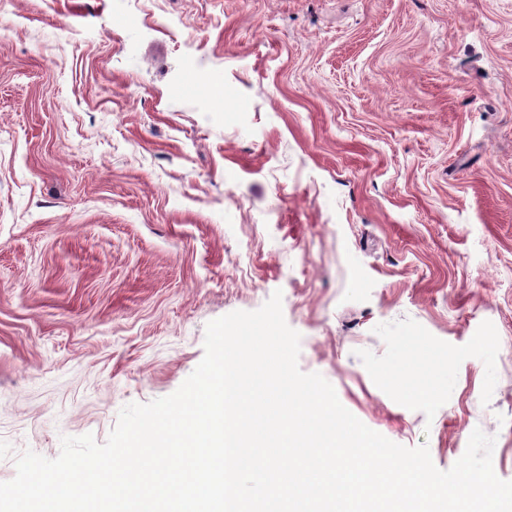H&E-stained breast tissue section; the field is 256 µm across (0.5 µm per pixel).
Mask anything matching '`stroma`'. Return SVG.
<instances>
[{"mask_svg": "<svg viewBox=\"0 0 512 512\" xmlns=\"http://www.w3.org/2000/svg\"><path fill=\"white\" fill-rule=\"evenodd\" d=\"M7 0L0 482L282 294L298 366L512 481V0Z\"/></svg>", "mask_w": 512, "mask_h": 512, "instance_id": "stroma-1", "label": "stroma"}]
</instances>
